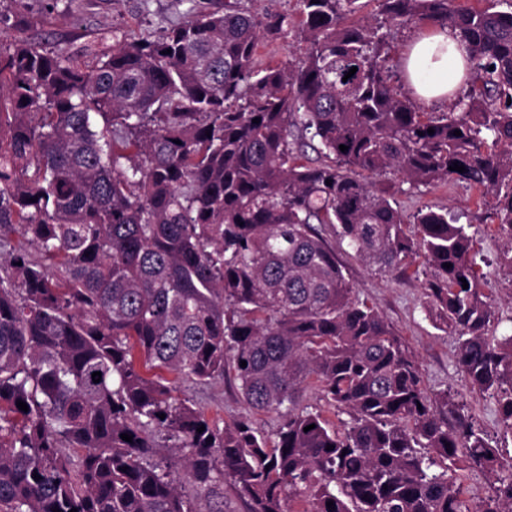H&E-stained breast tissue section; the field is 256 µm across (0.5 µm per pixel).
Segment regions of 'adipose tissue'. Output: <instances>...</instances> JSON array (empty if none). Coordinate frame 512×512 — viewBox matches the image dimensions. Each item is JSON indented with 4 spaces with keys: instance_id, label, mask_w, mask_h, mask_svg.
I'll list each match as a JSON object with an SVG mask.
<instances>
[{
    "instance_id": "obj_1",
    "label": "adipose tissue",
    "mask_w": 512,
    "mask_h": 512,
    "mask_svg": "<svg viewBox=\"0 0 512 512\" xmlns=\"http://www.w3.org/2000/svg\"><path fill=\"white\" fill-rule=\"evenodd\" d=\"M466 58L467 47L457 28L426 27L406 45L405 81L420 104L453 101L470 78Z\"/></svg>"
}]
</instances>
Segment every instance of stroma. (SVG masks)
<instances>
[{"instance_id":"35a3bbf8","label":"stroma","mask_w":512,"mask_h":512,"mask_svg":"<svg viewBox=\"0 0 512 512\" xmlns=\"http://www.w3.org/2000/svg\"><path fill=\"white\" fill-rule=\"evenodd\" d=\"M189 6V0H0V40L23 38L67 55L88 44L107 52L123 38H157L184 20ZM395 202L408 218L431 205L447 208L458 223L468 225L473 268L495 311L489 333L512 332V273L502 264L506 238L492 218V196L462 183L415 186L400 181ZM347 267L354 296L377 310L401 337L427 390L455 394L490 444L500 448L505 463H512V434L503 427L496 399L470 386L458 366L455 336L436 329L429 316L423 257L409 258L402 275L377 271L354 257ZM177 394L193 400L222 427L245 414L269 436L279 425L275 414L249 410L230 375L205 385L179 384Z\"/></svg>"}]
</instances>
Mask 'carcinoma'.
<instances>
[{
	"mask_svg": "<svg viewBox=\"0 0 512 512\" xmlns=\"http://www.w3.org/2000/svg\"><path fill=\"white\" fill-rule=\"evenodd\" d=\"M296 2L308 48L284 67L255 49L292 17L242 0L108 53L0 42V512H233L226 482L245 512H464L461 462L497 483L481 512H512V466L454 395L427 391L331 244L383 272L423 256L432 321L512 432V334L487 335L472 235L446 208L408 225L382 179L492 196L512 273V2L378 0L373 23L351 20L367 0ZM416 20L467 41L450 112L391 84L393 31ZM303 147L323 161L296 163ZM228 366L280 418L275 438L173 396ZM311 376L340 426L300 406Z\"/></svg>",
	"mask_w": 512,
	"mask_h": 512,
	"instance_id": "cac0c4a2",
	"label": "carcinoma"
}]
</instances>
